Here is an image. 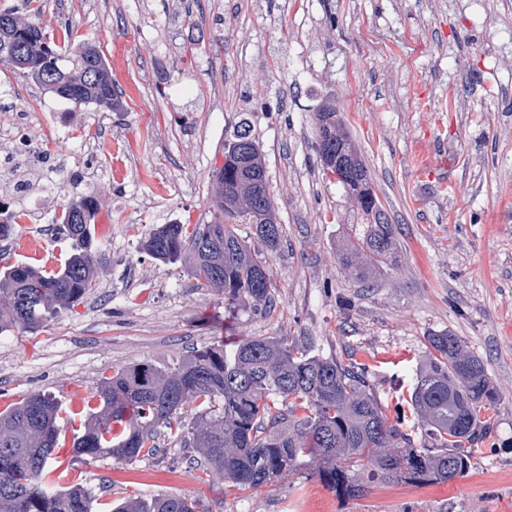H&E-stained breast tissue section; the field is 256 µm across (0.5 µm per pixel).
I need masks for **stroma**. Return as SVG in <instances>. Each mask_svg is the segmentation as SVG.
<instances>
[{"mask_svg":"<svg viewBox=\"0 0 512 512\" xmlns=\"http://www.w3.org/2000/svg\"><path fill=\"white\" fill-rule=\"evenodd\" d=\"M41 26L93 41L126 104L76 105L0 68V149L11 128L52 136L48 161L0 168V195L24 219L0 267L55 269L70 253L53 218L73 197L98 205L107 242L98 287L36 333L0 334V411L30 392L86 406L102 377L140 361L173 367L223 338L293 336L325 358L356 361L388 417L422 447L412 405L430 336L448 332L480 358L499 395L467 476L374 486L340 501L298 475L254 491L161 453L126 464L59 457L101 501L179 494L206 512H512V0H43ZM342 113L394 228L395 266L360 282L338 248L356 223L323 176L314 114ZM247 115L283 232L276 250L248 217L234 231L277 275L266 314L224 316V294L142 247L156 225L213 218L210 175ZM443 154L422 176L415 159Z\"/></svg>","mask_w":512,"mask_h":512,"instance_id":"35a3bbf8","label":"stroma"}]
</instances>
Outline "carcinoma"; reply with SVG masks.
<instances>
[{"mask_svg": "<svg viewBox=\"0 0 512 512\" xmlns=\"http://www.w3.org/2000/svg\"><path fill=\"white\" fill-rule=\"evenodd\" d=\"M41 7L29 16L0 11V65L36 87L79 105L124 111L112 72L97 46L69 25H39ZM314 150L325 178L356 203L340 263L366 281L392 267L397 244L392 224L375 194L371 174L334 107L315 113ZM214 218L203 230L161 224L143 243L153 259L179 263L196 280L224 292V314L267 312L275 297L273 272L248 243L224 223V187L238 189L258 209L272 207L253 187L241 186L239 161L224 152L212 175ZM92 195L71 200L56 235L72 252L57 271L27 263L0 271V333L36 332L61 310L98 287L105 245L95 238ZM256 236L274 250L280 224H257ZM427 361L412 402L423 418L428 445L407 448L401 417L389 420L372 389L366 367L310 355L284 335L212 344L178 366L136 363L104 377L73 438V453L91 460L111 457L133 463L159 451L164 427L193 449L194 461L233 491L259 488L285 472L317 479L342 499L364 496L378 483L426 486L465 477L471 453L487 434L480 414L496 407L485 365L448 333L430 337ZM194 414L191 426L185 419ZM56 398L29 393L0 412V512H94L92 492L63 485L51 474L62 467L55 454L63 424ZM111 512H204L201 501L182 495L127 497Z\"/></svg>", "mask_w": 512, "mask_h": 512, "instance_id": "1", "label": "carcinoma"}]
</instances>
